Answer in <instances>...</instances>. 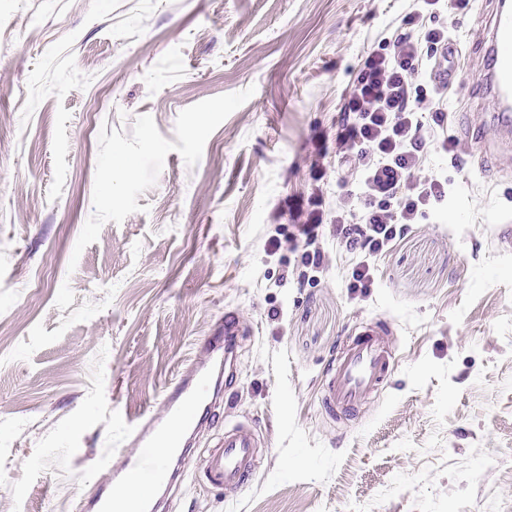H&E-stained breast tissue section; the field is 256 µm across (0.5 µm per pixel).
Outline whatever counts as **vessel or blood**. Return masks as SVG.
<instances>
[{"label":"vessel or blood","instance_id":"b4317fda","mask_svg":"<svg viewBox=\"0 0 512 512\" xmlns=\"http://www.w3.org/2000/svg\"><path fill=\"white\" fill-rule=\"evenodd\" d=\"M484 36L477 49L485 64L468 75L469 91L491 101V111L481 113L480 123L465 125L462 132L473 143V156L491 174L503 171L504 154L512 151L505 135L512 133V0H486ZM388 320L378 319L355 328L340 347L326 372L325 408L346 416L360 408L367 397L389 380L392 352L385 339ZM243 334L239 315L225 313L203 348V360L191 363L162 399V410L140 416L125 428L126 441L140 447L115 471L111 489L87 496L82 512H122L117 493L127 484L142 485L135 512H157L154 498L178 480L167 458L190 445V435L211 423L237 375V351ZM262 443L244 423L224 430L223 437L202 456L199 479L205 484L234 491L243 487L257 467Z\"/></svg>","mask_w":512,"mask_h":512}]
</instances>
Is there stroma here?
I'll use <instances>...</instances> for the list:
<instances>
[{
  "instance_id": "1",
  "label": "stroma",
  "mask_w": 512,
  "mask_h": 512,
  "mask_svg": "<svg viewBox=\"0 0 512 512\" xmlns=\"http://www.w3.org/2000/svg\"><path fill=\"white\" fill-rule=\"evenodd\" d=\"M412 0H0V512H80L238 311L227 415L264 442L229 493L178 462L167 512H512V179L457 135L448 200L374 260L319 234L323 271L268 239L315 179L335 204L339 105ZM388 319L391 378L354 418L322 404L362 322Z\"/></svg>"
}]
</instances>
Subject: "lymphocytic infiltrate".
<instances>
[{
  "label": "lymphocytic infiltrate",
  "instance_id": "obj_1",
  "mask_svg": "<svg viewBox=\"0 0 512 512\" xmlns=\"http://www.w3.org/2000/svg\"><path fill=\"white\" fill-rule=\"evenodd\" d=\"M470 0H415L408 29L393 44L369 52L340 108L336 155L354 174V187L340 197L335 211L320 209L294 214L289 241L309 271L322 266L314 244L322 224H330L339 245L359 255L347 280L349 292L367 293L374 282L372 260L392 248L409 225L448 196V182L421 173L429 148L454 152L443 134L445 101L423 112L424 73L437 53L454 39L457 15ZM452 12L453 22L440 19Z\"/></svg>",
  "mask_w": 512,
  "mask_h": 512
}]
</instances>
